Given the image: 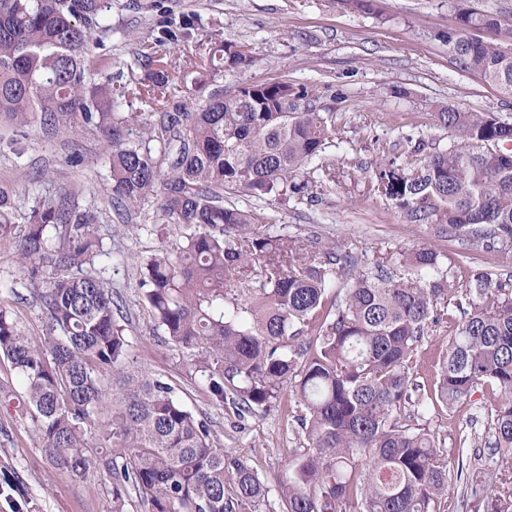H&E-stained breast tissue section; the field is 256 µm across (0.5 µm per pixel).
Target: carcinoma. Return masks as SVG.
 <instances>
[{
	"instance_id": "carcinoma-1",
	"label": "carcinoma",
	"mask_w": 512,
	"mask_h": 512,
	"mask_svg": "<svg viewBox=\"0 0 512 512\" xmlns=\"http://www.w3.org/2000/svg\"><path fill=\"white\" fill-rule=\"evenodd\" d=\"M107 0H0V119L20 128L83 127L108 159L112 207L131 212L155 198L158 223L180 244L141 266L143 298L165 341L191 357L213 400L237 414L264 410L283 388L303 445L292 475L272 489L215 441L210 421L174 388L135 367L120 305L96 263L111 250L97 213L68 197L38 199L17 222V179L0 184V239L13 240L46 320L25 334L0 306V356L15 370L22 403L50 465L112 484L111 512L134 490L146 512H259L274 493L281 512H440L448 484L431 410L490 395L485 437L497 456L493 495L469 481L471 512H512V283L475 270L460 285L430 248L384 250L367 270L344 249L269 232L272 216L225 202L301 195L336 181L313 166L333 136V113L287 81L240 82L205 103L171 99V64L147 45L154 67L140 100L148 121L124 112L135 93L88 63L110 31ZM162 21L157 42L189 35ZM460 68L512 97V23L460 0L443 35ZM249 52L222 44L195 62L203 71L245 70ZM452 143L418 163L384 156L374 193L415 223L438 224L488 251L512 250V122L449 105L436 113ZM462 289L461 319L448 294ZM448 330L434 352L432 396L413 356ZM96 444H91L90 439Z\"/></svg>"
}]
</instances>
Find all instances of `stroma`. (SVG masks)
Listing matches in <instances>:
<instances>
[{
	"label": "stroma",
	"mask_w": 512,
	"mask_h": 512,
	"mask_svg": "<svg viewBox=\"0 0 512 512\" xmlns=\"http://www.w3.org/2000/svg\"><path fill=\"white\" fill-rule=\"evenodd\" d=\"M455 7L456 0H364L360 5L351 0H112V30L103 51L114 83L146 79L137 55L165 17L176 24L192 18L195 30L190 42L166 44L160 54L204 58L227 42L250 50L252 63L245 71L205 74L206 91L226 92L244 79L285 80L319 97L336 127L320 156L321 163L335 165V183L313 184L304 200L260 202L273 217V234L350 247L363 270L371 268L380 247H428L447 255L458 280L476 268L498 280L512 277V252L487 251L440 233L436 225L410 222L371 189L379 156L411 160L410 142L416 138L447 147L450 135L434 118L438 107L453 104L512 120V98L476 73L459 69L440 40ZM21 171L28 175L29 197L20 201V210L28 209L31 198L67 192L80 207L97 211L112 251L97 268L128 321L136 364L172 385L195 412L206 414L225 452L242 458L269 485L287 481L288 451L300 445L288 422V393L268 410L241 417L232 404L216 405L188 355L165 343L143 301L141 263L160 246L179 243L175 230H160L158 201L132 213L114 210L106 157L95 137L79 128L53 135L0 127V182L12 181ZM0 305L29 336H43L44 315L9 240H0ZM20 391L15 371L0 358V512H110L107 481L96 476L75 480L49 465L30 419L3 399L4 393ZM486 401L478 391L458 411L430 413V427L444 439L450 463H457L462 439L483 434Z\"/></svg>",
	"instance_id": "35a3bbf8"
}]
</instances>
